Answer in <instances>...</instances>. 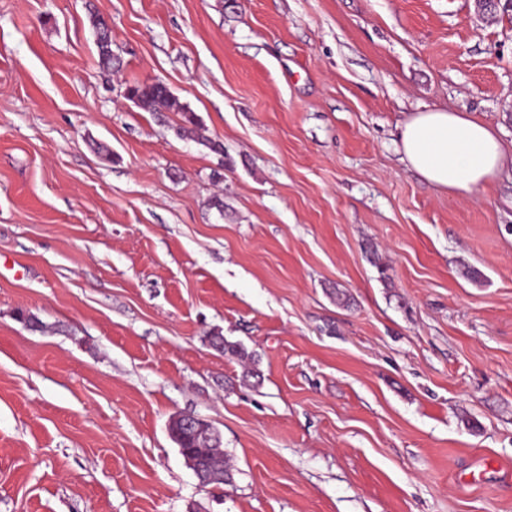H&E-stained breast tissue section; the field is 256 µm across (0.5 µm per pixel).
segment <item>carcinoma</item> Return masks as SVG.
Segmentation results:
<instances>
[{
	"mask_svg": "<svg viewBox=\"0 0 512 512\" xmlns=\"http://www.w3.org/2000/svg\"><path fill=\"white\" fill-rule=\"evenodd\" d=\"M98 48L99 63L106 69L112 68V32L108 31V24L95 17L92 20ZM136 96L138 108L146 112H179L183 115V123L176 127V135L182 139H190L203 145L217 155H224V146L217 140H213L203 134V126L194 112L182 104L179 98L161 82L143 83L130 87ZM216 348L222 353L234 357L240 361L255 363L250 355L237 342L222 339L216 344ZM207 458L213 478L217 481L233 483L234 474L229 459L221 449V441L215 440L207 447Z\"/></svg>",
	"mask_w": 512,
	"mask_h": 512,
	"instance_id": "cac0c4a2",
	"label": "carcinoma"
}]
</instances>
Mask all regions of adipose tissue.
<instances>
[{
  "label": "adipose tissue",
  "mask_w": 512,
  "mask_h": 512,
  "mask_svg": "<svg viewBox=\"0 0 512 512\" xmlns=\"http://www.w3.org/2000/svg\"><path fill=\"white\" fill-rule=\"evenodd\" d=\"M408 166L428 183L453 194H476L500 172L504 148L484 123L463 112L426 110L401 127Z\"/></svg>",
  "instance_id": "1"
}]
</instances>
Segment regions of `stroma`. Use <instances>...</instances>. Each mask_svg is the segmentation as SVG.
Listing matches in <instances>:
<instances>
[{
    "instance_id": "obj_1",
    "label": "stroma",
    "mask_w": 512,
    "mask_h": 512,
    "mask_svg": "<svg viewBox=\"0 0 512 512\" xmlns=\"http://www.w3.org/2000/svg\"><path fill=\"white\" fill-rule=\"evenodd\" d=\"M429 109L512 145V0H0V512H512V157L429 184ZM92 26L96 37L99 63L103 68L112 69V29L98 17L93 18ZM136 96L138 108L145 112H180L183 123L176 127V135L182 139L197 141L212 153L223 155L224 146L203 134V126L194 112L182 104L179 98L162 82L143 83L130 87ZM399 140L408 166L449 193H479L503 166L498 137L466 112H417L402 125ZM176 425L195 435L203 444L209 443L212 439L218 437L217 432L213 430V426L206 419L191 412L175 417L169 425V431L171 432L172 426ZM220 447V439L212 442L211 446L208 445L207 458L209 459L213 478L217 481H224V485H230L234 480L233 468L229 463V459L224 455V451Z\"/></svg>"
}]
</instances>
